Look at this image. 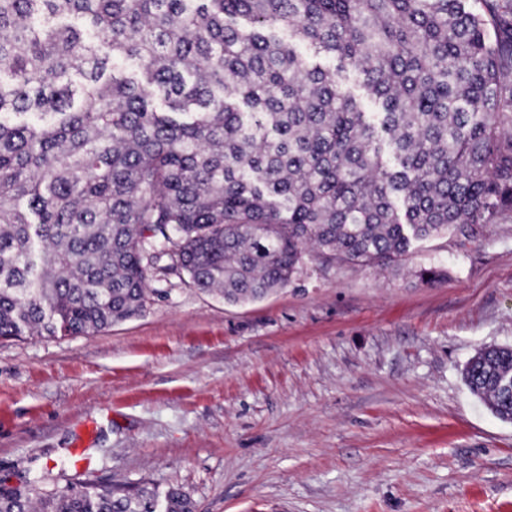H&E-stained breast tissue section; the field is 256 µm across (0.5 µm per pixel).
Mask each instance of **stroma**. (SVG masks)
Wrapping results in <instances>:
<instances>
[{"mask_svg":"<svg viewBox=\"0 0 512 512\" xmlns=\"http://www.w3.org/2000/svg\"><path fill=\"white\" fill-rule=\"evenodd\" d=\"M506 345L512 222L389 266L311 251L243 304L159 271L135 318L0 339V478L175 487L195 512H512V423L462 375Z\"/></svg>","mask_w":512,"mask_h":512,"instance_id":"obj_1","label":"stroma"}]
</instances>
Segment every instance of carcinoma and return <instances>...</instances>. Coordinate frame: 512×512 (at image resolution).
<instances>
[{
    "label": "carcinoma",
    "instance_id": "cac0c4a2",
    "mask_svg": "<svg viewBox=\"0 0 512 512\" xmlns=\"http://www.w3.org/2000/svg\"><path fill=\"white\" fill-rule=\"evenodd\" d=\"M0 0V338L139 315L161 270L230 302L512 221V0ZM287 28L312 65L275 30ZM133 59L130 72L121 62ZM351 71L380 112L344 84ZM512 346L466 385L512 423ZM0 480V512L154 489ZM166 512H193L177 489Z\"/></svg>",
    "mask_w": 512,
    "mask_h": 512
}]
</instances>
